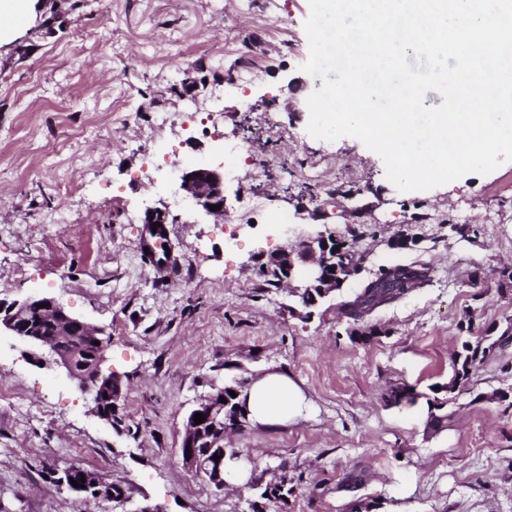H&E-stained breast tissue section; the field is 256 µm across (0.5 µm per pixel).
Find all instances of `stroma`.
<instances>
[{"label": "stroma", "mask_w": 512, "mask_h": 512, "mask_svg": "<svg viewBox=\"0 0 512 512\" xmlns=\"http://www.w3.org/2000/svg\"><path fill=\"white\" fill-rule=\"evenodd\" d=\"M308 0H39L0 45V301L55 298L100 328L125 387L123 431L92 411L62 368L0 335V512H251L255 486L285 474L268 512H512V344L454 391L462 341L512 328V162L403 192L360 140H317L308 97ZM254 76L242 88V66ZM190 121L157 131L159 112ZM223 118L214 136L208 113ZM223 166L227 236L174 201L190 162ZM168 211L166 268L144 262L147 209ZM287 215L284 224L278 215ZM355 237L351 294L382 268L430 277L353 339L337 299L302 320L270 253L320 231ZM407 233L417 242L392 250ZM288 372L308 407L284 425L230 434L248 480L218 492L180 461L187 414L213 388ZM414 397L393 402L392 387ZM448 416L427 427L432 401ZM95 470L120 491L76 504L52 464ZM358 483H350V475Z\"/></svg>", "instance_id": "35a3bbf8"}]
</instances>
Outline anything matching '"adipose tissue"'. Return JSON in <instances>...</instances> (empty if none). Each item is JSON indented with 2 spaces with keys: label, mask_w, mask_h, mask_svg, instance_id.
Wrapping results in <instances>:
<instances>
[{
  "label": "adipose tissue",
  "mask_w": 512,
  "mask_h": 512,
  "mask_svg": "<svg viewBox=\"0 0 512 512\" xmlns=\"http://www.w3.org/2000/svg\"><path fill=\"white\" fill-rule=\"evenodd\" d=\"M244 398L252 424H282L301 415L305 396L288 374L267 372L256 378L245 390Z\"/></svg>",
  "instance_id": "ef3b65f1"
}]
</instances>
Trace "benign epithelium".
Wrapping results in <instances>:
<instances>
[{"instance_id": "1", "label": "benign epithelium", "mask_w": 512, "mask_h": 512, "mask_svg": "<svg viewBox=\"0 0 512 512\" xmlns=\"http://www.w3.org/2000/svg\"><path fill=\"white\" fill-rule=\"evenodd\" d=\"M180 180L186 197L197 210L210 216H226L224 169L199 163L181 170ZM218 204L221 205L220 209H210V206ZM337 243L339 240L330 233L320 231L309 235L287 250L270 254L263 264V271L275 274L281 282L296 283L298 289L303 287L306 281L317 280L321 282L322 294L328 296L343 288L349 278L357 272V267L352 264H336L337 251L334 247ZM332 267L335 268L333 272L330 271ZM40 303L45 304V307H38ZM46 322L52 327L48 334L43 331ZM2 330L12 333L30 345L47 348L54 363L65 369L82 392L91 395L98 417L109 423L113 421L112 414L103 411L97 404L105 394L112 401V409L118 410L123 398V387L117 375L102 369L105 360V339L101 330L72 315L56 299L40 295L29 296L9 304L0 301V331ZM84 338L100 342V351L88 365L78 368L75 365V358L81 349L80 340ZM64 340L73 342V354L61 358L58 345ZM223 396L224 388L216 387L199 400L186 419L180 448L182 463L194 476L197 477L204 472H215L210 486L218 492L224 491V487L227 486L222 475L225 460L231 455L239 456V451L235 448H224L217 452L220 460L216 461L209 454L199 453L194 440L209 423L217 430L215 442L224 439V431L218 430L220 419L224 416V403L221 402ZM197 413L205 416V421L198 425L194 421V415ZM81 475L85 476L83 485L86 489L94 492L98 499H107L105 488L110 482L95 471L71 463L62 467L56 466L51 470L53 480L70 491L75 489L70 479Z\"/></svg>"}]
</instances>
